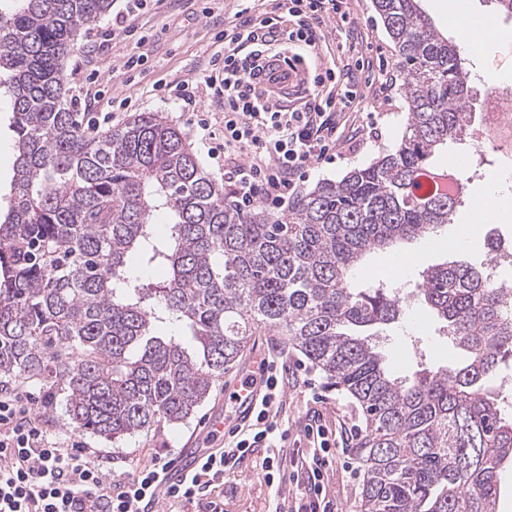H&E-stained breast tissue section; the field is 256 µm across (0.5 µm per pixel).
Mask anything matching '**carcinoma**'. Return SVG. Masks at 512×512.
I'll return each instance as SVG.
<instances>
[{
	"label": "carcinoma",
	"mask_w": 512,
	"mask_h": 512,
	"mask_svg": "<svg viewBox=\"0 0 512 512\" xmlns=\"http://www.w3.org/2000/svg\"><path fill=\"white\" fill-rule=\"evenodd\" d=\"M112 0H0V96L15 170L0 205V391L18 379L65 392L78 428L115 442L187 420L260 327L289 337L359 404L360 512H497L512 414L490 382L512 358L506 293L456 259L413 295L465 361L404 383L370 331L405 293L356 279L364 258L453 223L462 197L420 193L448 145H470V72L419 0H374L403 73L400 140L274 216L226 202L187 135L157 112L90 131L67 105L63 60ZM168 217L164 232L153 223ZM164 266L146 286L128 262ZM176 334L159 336L158 324Z\"/></svg>",
	"instance_id": "1"
}]
</instances>
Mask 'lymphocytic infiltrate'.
Here are the masks:
<instances>
[{
  "label": "lymphocytic infiltrate",
  "instance_id": "obj_1",
  "mask_svg": "<svg viewBox=\"0 0 512 512\" xmlns=\"http://www.w3.org/2000/svg\"><path fill=\"white\" fill-rule=\"evenodd\" d=\"M273 16H256L243 0L229 28L216 35L223 52L193 79L156 83L164 98L193 105L214 92L224 101V134L208 132L209 154L231 159L233 202L248 210L257 205L277 211L293 197L315 164L330 157L340 119L368 93L351 73L321 64L299 107L272 102L255 79V62L267 51L288 45L315 50L322 27L352 23L348 0H278ZM292 17L282 25L281 15ZM261 392L248 423L230 432L227 447L205 454L184 480L168 482L174 456H155L130 475L113 478L103 472L90 448H66L50 441L32 408L14 395L0 396V512H151L158 496L170 503L201 502L205 512H223L210 494L224 484V474L256 449H267L260 464L267 484L295 487L290 512H333L326 482L333 454L328 430L318 417L306 425L308 449L287 445L278 433L283 404L278 376L259 378Z\"/></svg>",
  "mask_w": 512,
  "mask_h": 512
}]
</instances>
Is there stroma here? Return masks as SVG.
Segmentation results:
<instances>
[{"label": "stroma", "mask_w": 512, "mask_h": 512, "mask_svg": "<svg viewBox=\"0 0 512 512\" xmlns=\"http://www.w3.org/2000/svg\"><path fill=\"white\" fill-rule=\"evenodd\" d=\"M459 3L467 20L492 24L498 37L495 44L483 51L465 48L472 84L480 85L493 66L500 69L503 82L512 86V18L500 17L488 0H459ZM237 6V0H163L152 10L129 19L132 26L148 35L149 40L143 45L132 37L113 36L112 19L104 17L83 33L65 62V90L71 110L84 113L89 120L112 113L111 123L115 126L134 112L162 113L188 135L210 177L219 185H227L223 167L208 157L195 131L202 119L213 129L221 128L224 114L218 105L205 102L191 111L154 95L153 84L160 79L178 81L201 73L219 48L214 39L218 22L233 16ZM350 7L357 24L353 33L357 48L365 59L387 60L388 66L383 70L386 83L373 85L360 106L347 114L345 128L336 143V160L310 172L307 183L311 186L322 180H340L350 170L368 166L400 139L407 121L408 107L400 93L401 76L393 46L374 10L373 0H350ZM141 53L148 57L141 73L132 77L123 75L121 65L125 58ZM125 97L131 100L129 108L113 112V100ZM434 162L440 167L453 166L466 185L464 200L453 223L443 228L437 239L403 244L398 254L406 258L404 266H396L391 253H372L358 273L360 283L382 279L392 287L412 289L420 270L446 260L452 252L448 249L452 242L457 245L452 252L457 259L476 265L486 263L484 225L498 223L512 227V190H503L489 179L490 173L502 163L500 153L490 150L474 156L467 150L448 148ZM377 340L393 376L402 379L411 378L421 366H444L461 359L437 319L413 299L408 301L399 322L380 330ZM258 357L270 366L282 365L296 374V384L284 386L282 394L289 439L298 438L307 411L315 409L333 436L356 445L363 422L359 405L346 392L336 389L311 360L290 344L287 336L277 331L253 337L188 420L177 425L162 420L115 443L71 425L60 388L39 380H21L15 388L34 397V410L48 424L53 436L101 451L106 472L131 473L158 453L223 447V436L208 434L204 421L218 414L224 419L225 429L235 428L236 410L228 405L227 398L238 380L252 374ZM264 454V449H257L254 455L225 473L223 490L213 495L214 500L223 502L224 512H268L273 492L258 466ZM364 477L357 456H336L328 470V483L336 498L337 512H354Z\"/></svg>", "instance_id": "stroma-1"}]
</instances>
